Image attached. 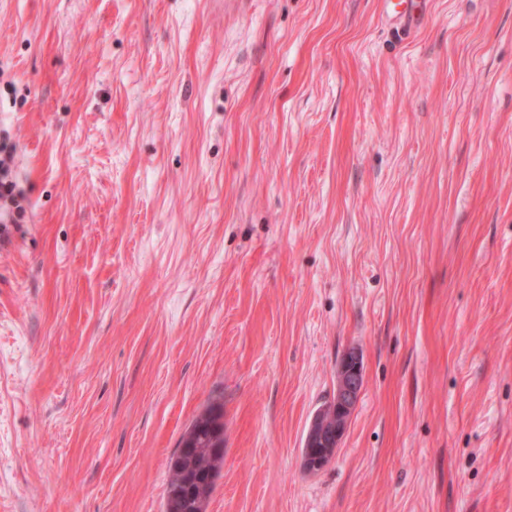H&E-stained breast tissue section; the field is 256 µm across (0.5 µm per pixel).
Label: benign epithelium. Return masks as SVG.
Returning a JSON list of instances; mask_svg holds the SVG:
<instances>
[{
  "label": "benign epithelium",
  "mask_w": 512,
  "mask_h": 512,
  "mask_svg": "<svg viewBox=\"0 0 512 512\" xmlns=\"http://www.w3.org/2000/svg\"><path fill=\"white\" fill-rule=\"evenodd\" d=\"M364 387V370L359 352L348 350L336 368V389L331 402L313 416L302 448L303 468L317 473L335 458Z\"/></svg>",
  "instance_id": "obj_1"
}]
</instances>
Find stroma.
<instances>
[{
    "mask_svg": "<svg viewBox=\"0 0 512 512\" xmlns=\"http://www.w3.org/2000/svg\"><path fill=\"white\" fill-rule=\"evenodd\" d=\"M0 0V512H512V0ZM365 384L302 468L348 349ZM415 0H399L393 3L392 0H384L386 6L385 15L389 22L393 24H412L415 22L414 12ZM397 5H405L402 10H396ZM13 149L6 143H0V223L22 224L25 209L19 205L17 184L13 180ZM364 387L359 352L349 349L336 368V389L331 402L313 416L302 448L303 468L317 473L335 458ZM195 443L204 445L222 444L224 448V410L221 404H210L182 435L177 451L169 461L170 477L166 488V512H205L210 496L200 492L193 484L192 476L204 470L212 471L216 478L224 464V453L212 456L201 451L192 457L183 452V446ZM222 448H211L221 454Z\"/></svg>",
    "mask_w": 512,
    "mask_h": 512,
    "instance_id": "35a3bbf8",
    "label": "stroma"
}]
</instances>
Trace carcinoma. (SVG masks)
Masks as SVG:
<instances>
[{
	"label": "carcinoma",
	"instance_id": "cac0c4a2",
	"mask_svg": "<svg viewBox=\"0 0 512 512\" xmlns=\"http://www.w3.org/2000/svg\"><path fill=\"white\" fill-rule=\"evenodd\" d=\"M191 443L212 445L224 443V410L222 405H209L182 435L179 449L169 461L170 477L166 488L167 512H205L208 498L193 484L192 476L204 470L218 475L224 464V456H212L201 451L192 457L182 447Z\"/></svg>",
	"mask_w": 512,
	"mask_h": 512
}]
</instances>
